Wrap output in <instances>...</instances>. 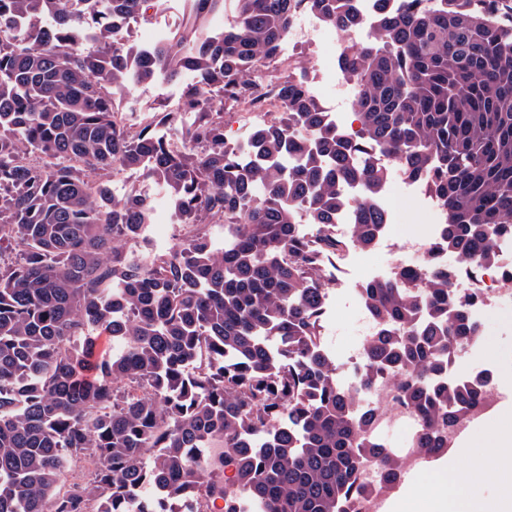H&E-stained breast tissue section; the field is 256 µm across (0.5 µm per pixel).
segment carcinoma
I'll return each instance as SVG.
<instances>
[{
  "instance_id": "carcinoma-1",
  "label": "carcinoma",
  "mask_w": 512,
  "mask_h": 512,
  "mask_svg": "<svg viewBox=\"0 0 512 512\" xmlns=\"http://www.w3.org/2000/svg\"><path fill=\"white\" fill-rule=\"evenodd\" d=\"M69 2L0 0V512H129L131 493L137 512H182L199 495L211 512H239V495L258 512H345L366 493L368 461L381 490L397 483L402 462L366 434L358 405L385 376L421 420L423 457L447 453L446 430L490 398L481 374L448 377L480 336L453 278L494 263L496 238L512 237V27L485 0H403L396 13L378 0L371 39L339 59L356 86L347 135L295 72L270 75L297 10L343 33L358 23L341 0H234L222 40L206 21L224 0H194L185 32L137 66L110 30L144 0ZM160 69L198 77L178 150L113 118L112 91ZM264 90L284 111L245 148L228 144L216 103L247 107ZM380 153L441 200L454 262L419 293L396 278L361 289L377 331L349 389L319 347L321 265L340 251L328 227L347 185L360 189L352 240L374 244ZM125 171L166 190L192 235L163 253L140 244L153 203L112 195ZM302 210L312 241L296 231ZM92 329L118 348L94 358ZM203 350L205 372L187 377ZM217 447L223 481L204 456ZM88 457L89 478L65 484Z\"/></svg>"
}]
</instances>
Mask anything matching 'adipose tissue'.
<instances>
[{
  "label": "adipose tissue",
  "instance_id": "adipose-tissue-1",
  "mask_svg": "<svg viewBox=\"0 0 512 512\" xmlns=\"http://www.w3.org/2000/svg\"><path fill=\"white\" fill-rule=\"evenodd\" d=\"M488 444L475 448L469 438H462L453 455L448 458L447 474L433 476L428 485L430 496L424 512H506L512 504V424L508 427L486 428ZM480 455L483 460L481 474L493 477L501 484V498L488 501L479 508H472L468 493L478 475L463 472L459 467L462 458Z\"/></svg>",
  "mask_w": 512,
  "mask_h": 512
}]
</instances>
